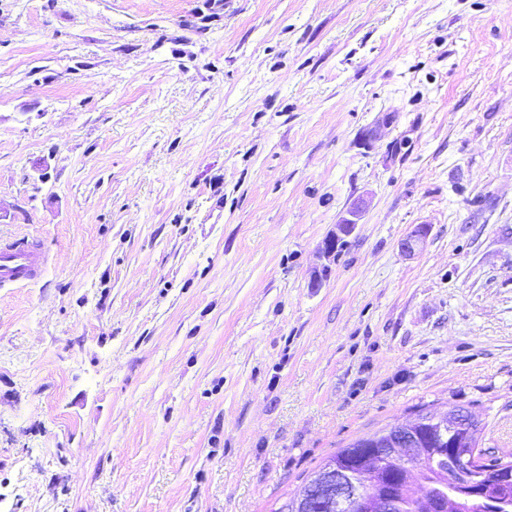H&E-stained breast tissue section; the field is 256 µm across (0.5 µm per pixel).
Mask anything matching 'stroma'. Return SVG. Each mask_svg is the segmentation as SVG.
<instances>
[{"label":"stroma","mask_w":512,"mask_h":512,"mask_svg":"<svg viewBox=\"0 0 512 512\" xmlns=\"http://www.w3.org/2000/svg\"><path fill=\"white\" fill-rule=\"evenodd\" d=\"M24 236L0 512H275L423 407L512 453V0H0ZM433 423L438 425L441 430H445L447 427L449 430L460 429L467 430L468 434H466L467 439L463 441V443L472 444L471 437H469L472 431L475 429V420L473 417L469 416V414H465L463 412L454 411L452 413H448V415L440 414L438 418L433 420Z\"/></svg>","instance_id":"obj_1"}]
</instances>
